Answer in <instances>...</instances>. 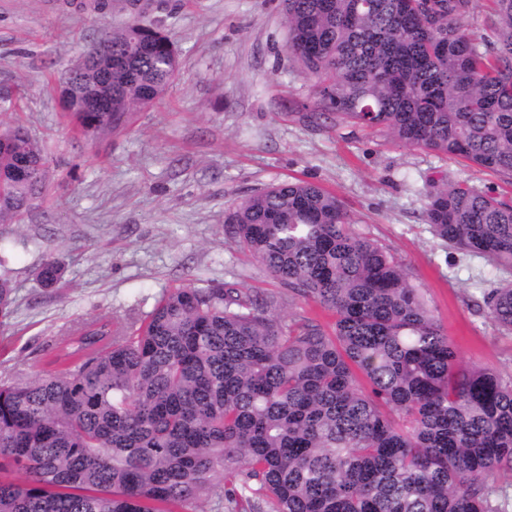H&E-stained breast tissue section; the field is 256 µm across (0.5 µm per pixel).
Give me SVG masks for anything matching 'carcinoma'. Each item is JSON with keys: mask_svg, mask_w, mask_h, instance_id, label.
I'll return each instance as SVG.
<instances>
[{"mask_svg": "<svg viewBox=\"0 0 512 512\" xmlns=\"http://www.w3.org/2000/svg\"><path fill=\"white\" fill-rule=\"evenodd\" d=\"M283 0L288 51L314 81L302 115L384 130L512 185V0ZM168 33L134 21L86 50L68 116L107 138L174 82ZM46 190L21 126L0 133V224ZM448 248L512 272V200L459 181L427 191ZM224 233L330 329L233 284L165 293L128 325L98 317L31 379L0 381V512H508L512 379L464 361L424 295L335 194L284 180L225 212ZM64 268L36 274L54 287ZM14 289L0 279V318ZM512 333V279L483 292Z\"/></svg>", "mask_w": 512, "mask_h": 512, "instance_id": "cac0c4a2", "label": "carcinoma"}]
</instances>
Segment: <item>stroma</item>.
<instances>
[{
  "mask_svg": "<svg viewBox=\"0 0 512 512\" xmlns=\"http://www.w3.org/2000/svg\"><path fill=\"white\" fill-rule=\"evenodd\" d=\"M136 20L168 32L179 74L163 104L126 129L84 136L65 115L62 83L89 46ZM287 40L280 0H0V131L28 129L48 186L20 223L0 225V277L15 297L0 320V380L36 375L73 325L147 315L191 274L332 323L224 233L235 203L294 179L335 193L354 231L396 257L463 359L512 377V335L475 308L490 268L435 239L422 214L433 182L464 180L509 200L512 185L382 130L308 125L301 115L317 96ZM50 256L65 273L46 289L36 272Z\"/></svg>",
  "mask_w": 512,
  "mask_h": 512,
  "instance_id": "stroma-1",
  "label": "stroma"
}]
</instances>
